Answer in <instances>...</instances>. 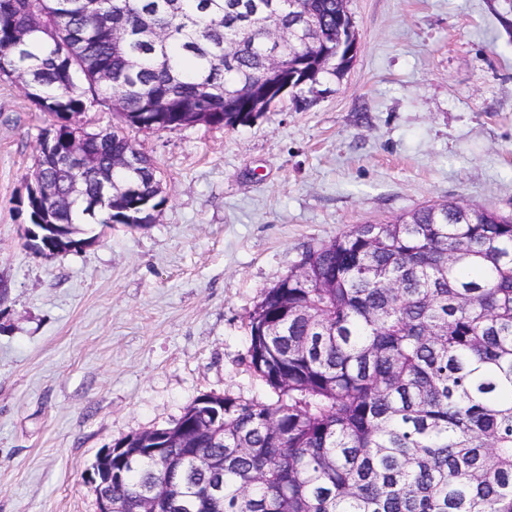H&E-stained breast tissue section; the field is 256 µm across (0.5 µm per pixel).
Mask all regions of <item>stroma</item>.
<instances>
[{
  "instance_id": "obj_1",
  "label": "stroma",
  "mask_w": 512,
  "mask_h": 512,
  "mask_svg": "<svg viewBox=\"0 0 512 512\" xmlns=\"http://www.w3.org/2000/svg\"><path fill=\"white\" fill-rule=\"evenodd\" d=\"M357 55L254 122L132 132L166 198L51 258L19 206L46 126L0 81V512H96L85 475L197 397L271 402L249 315L307 249L453 201L512 213V0H349Z\"/></svg>"
}]
</instances>
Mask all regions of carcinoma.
I'll return each mask as SVG.
<instances>
[{
  "label": "carcinoma",
  "instance_id": "obj_1",
  "mask_svg": "<svg viewBox=\"0 0 512 512\" xmlns=\"http://www.w3.org/2000/svg\"><path fill=\"white\" fill-rule=\"evenodd\" d=\"M268 2L0 0V80L26 77L51 118L33 165L39 218L75 242L85 221L138 229L165 197L125 129L234 128L282 85L311 92L353 62L347 0H298L314 27L284 47L262 40ZM273 59L278 83L233 94ZM94 104L117 124L87 131ZM81 136L89 168L71 157ZM297 268L249 315V362L277 401L212 395L215 425L189 405L162 429L168 458L139 459L113 488L125 512L154 488L199 512L196 488L216 479L204 512H512V216L423 205L311 247ZM184 436L212 464L189 463L170 489Z\"/></svg>",
  "mask_w": 512,
  "mask_h": 512
}]
</instances>
